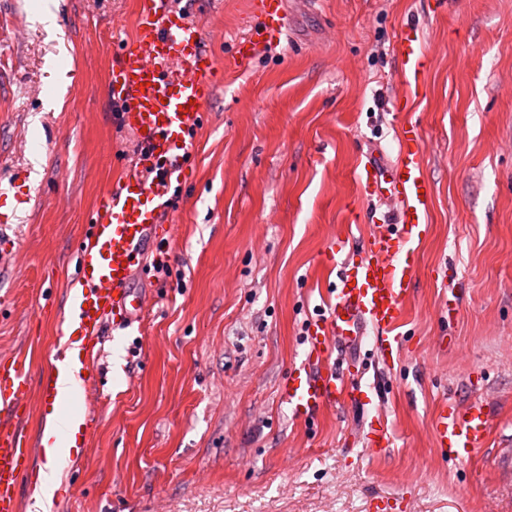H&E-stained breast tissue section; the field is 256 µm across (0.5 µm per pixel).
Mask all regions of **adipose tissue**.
<instances>
[{
	"instance_id": "obj_1",
	"label": "adipose tissue",
	"mask_w": 512,
	"mask_h": 512,
	"mask_svg": "<svg viewBox=\"0 0 512 512\" xmlns=\"http://www.w3.org/2000/svg\"><path fill=\"white\" fill-rule=\"evenodd\" d=\"M79 370L80 363L74 357L60 368L62 400L53 405L43 431L46 464L39 473V483L31 496L35 512H51L53 501L62 485V463L74 448L75 436L83 423L82 412L73 408L79 397Z\"/></svg>"
}]
</instances>
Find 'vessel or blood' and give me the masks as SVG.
I'll use <instances>...</instances> for the list:
<instances>
[{
	"mask_svg": "<svg viewBox=\"0 0 512 512\" xmlns=\"http://www.w3.org/2000/svg\"><path fill=\"white\" fill-rule=\"evenodd\" d=\"M259 24L235 43L234 64L245 68L262 50L288 33V0H250ZM394 53L405 86L397 99L408 109L418 97L430 67L415 26L403 25ZM217 60L205 49L201 30L173 10L172 0H137L135 37L112 65L109 96L121 105V123L135 137L133 157L115 187L99 200L77 246L80 293L60 314L81 339L79 362L94 373L106 327L128 328L139 321L152 298L134 281L157 241L172 184L185 179L189 134L203 119L217 83ZM393 161L367 158L357 181L363 197L383 213L358 259L343 257V239L329 245L340 268L323 313L311 319L304 338V360L279 387L282 404L294 419L307 420L348 402L364 401L357 363L349 356L366 331H373L382 365H391L405 341L401 333L406 303L418 277L414 245L428 228L434 186L424 170L425 144L411 122L396 130ZM65 352L47 362L33 380L26 356L0 362V512H20L19 490L30 484L40 454L38 439L22 421L32 389L44 403L56 397V374ZM442 459L479 454L492 432L489 403L470 397L443 401L430 420Z\"/></svg>",
	"mask_w": 512,
	"mask_h": 512,
	"instance_id": "b4317fda",
	"label": "vessel or blood"
}]
</instances>
